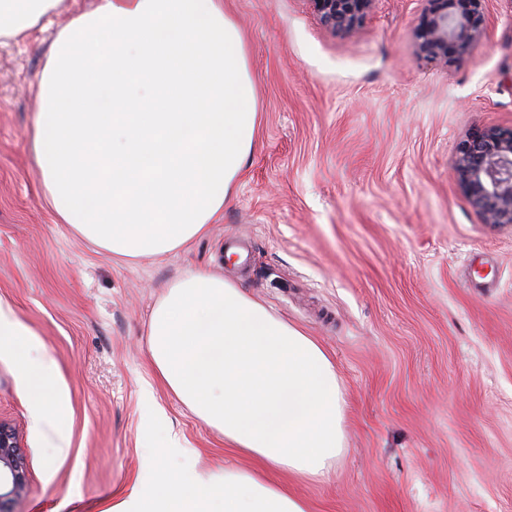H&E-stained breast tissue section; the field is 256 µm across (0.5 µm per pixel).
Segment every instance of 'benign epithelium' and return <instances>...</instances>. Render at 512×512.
Listing matches in <instances>:
<instances>
[{
    "label": "benign epithelium",
    "mask_w": 512,
    "mask_h": 512,
    "mask_svg": "<svg viewBox=\"0 0 512 512\" xmlns=\"http://www.w3.org/2000/svg\"><path fill=\"white\" fill-rule=\"evenodd\" d=\"M376 0H309L320 25L333 35L355 33ZM411 38L416 55L448 64L469 55L485 37V0H424ZM452 174L481 223L512 224V129H477L463 140ZM26 485L16 428L0 421V512H12Z\"/></svg>",
    "instance_id": "1"
}]
</instances>
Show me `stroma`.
I'll use <instances>...</instances> for the list:
<instances>
[{
  "label": "stroma",
  "instance_id": "35a3bbf8",
  "mask_svg": "<svg viewBox=\"0 0 512 512\" xmlns=\"http://www.w3.org/2000/svg\"><path fill=\"white\" fill-rule=\"evenodd\" d=\"M241 28L260 115L224 215L164 258L118 259L57 223L33 153L46 30L0 43V301L53 363L55 430L36 425L0 351V420L27 483L14 512H108L161 473L241 468L224 436L157 381L149 318L200 267L330 354L345 456L297 491L312 512H512V225L480 223L451 176L477 128L512 126V0H488L472 55L444 66L410 38L422 0H376L334 36L307 0H223ZM242 238L241 264L224 261Z\"/></svg>",
  "mask_w": 512,
  "mask_h": 512
}]
</instances>
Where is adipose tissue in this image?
Wrapping results in <instances>:
<instances>
[{"mask_svg":"<svg viewBox=\"0 0 512 512\" xmlns=\"http://www.w3.org/2000/svg\"><path fill=\"white\" fill-rule=\"evenodd\" d=\"M59 3L0 0V42L25 37ZM39 91L34 158L55 216L116 256H160L203 237L259 123L244 37L222 0H98L53 40ZM0 348L25 379L35 423L51 421L52 369L1 302ZM148 352L162 384L264 468L218 482L167 475L112 512H310L269 474L322 479L344 451L346 401L320 343L197 270L155 308Z\"/></svg>","mask_w":512,"mask_h":512,"instance_id":"obj_1","label":"adipose tissue"}]
</instances>
